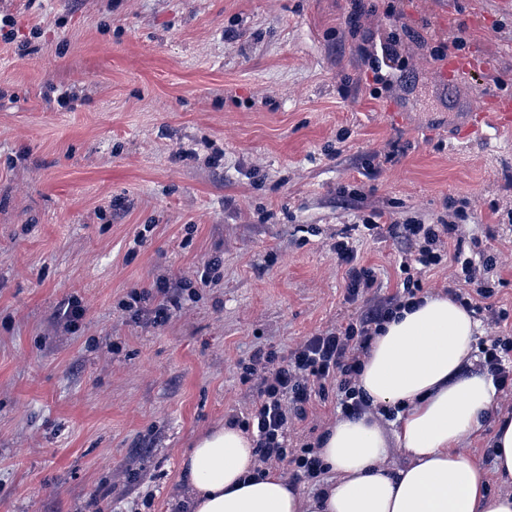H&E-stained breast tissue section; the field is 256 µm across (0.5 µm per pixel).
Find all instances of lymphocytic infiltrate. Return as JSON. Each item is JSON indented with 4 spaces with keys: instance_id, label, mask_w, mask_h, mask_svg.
Wrapping results in <instances>:
<instances>
[{
    "instance_id": "f902f5d3",
    "label": "lymphocytic infiltrate",
    "mask_w": 512,
    "mask_h": 512,
    "mask_svg": "<svg viewBox=\"0 0 512 512\" xmlns=\"http://www.w3.org/2000/svg\"><path fill=\"white\" fill-rule=\"evenodd\" d=\"M399 37L373 51L359 44L356 52L376 83L393 88L398 73L407 66ZM356 203L353 223L330 236V249L345 275V299L354 311L334 326L317 331L287 353L256 350L239 361V381L253 400L246 412L228 415L227 426L242 430L253 442L254 475L289 468L296 478L317 484L323 475L318 457L322 436L333 423L319 413L328 395L337 398L340 418L369 416L378 421L394 418L390 408H376L358 385L375 338L398 313L421 305L426 298L443 295L460 303L490 326H501L512 317L496 307L494 297L503 284L496 252L482 248L469 222V201L450 205L445 218L427 224L404 218L391 205L368 200L359 188H343ZM389 235L403 242L398 261L402 278L395 288L382 287L374 267L362 262L356 239ZM224 260L215 256L204 262L194 279L157 276L152 287L130 291L122 310L134 319L165 326L174 310L195 300L200 289L219 281ZM440 279L424 284L428 273ZM481 367L496 386V414L512 418V334L491 337L478 347ZM308 426L309 437L292 443L298 426Z\"/></svg>"
}]
</instances>
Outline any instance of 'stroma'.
Wrapping results in <instances>:
<instances>
[{"label":"stroma","instance_id":"obj_1","mask_svg":"<svg viewBox=\"0 0 512 512\" xmlns=\"http://www.w3.org/2000/svg\"><path fill=\"white\" fill-rule=\"evenodd\" d=\"M394 3L367 21L376 47L410 33L388 92L349 0H0V512H169L185 452L247 406L238 361L350 315L327 246L352 221L341 187L431 224L470 200L512 254L491 210L512 201V128L455 138L462 103L512 96V0ZM458 37L474 69L444 88L430 50ZM399 250L361 246L385 286ZM214 255L223 278L166 326L119 309ZM83 315L84 309L76 297L63 301L56 312L57 319L69 328L76 326Z\"/></svg>","mask_w":512,"mask_h":512}]
</instances>
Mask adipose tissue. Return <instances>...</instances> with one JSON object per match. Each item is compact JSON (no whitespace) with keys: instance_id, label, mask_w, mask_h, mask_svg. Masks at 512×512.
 Instances as JSON below:
<instances>
[{"instance_id":"adipose-tissue-1","label":"adipose tissue","mask_w":512,"mask_h":512,"mask_svg":"<svg viewBox=\"0 0 512 512\" xmlns=\"http://www.w3.org/2000/svg\"><path fill=\"white\" fill-rule=\"evenodd\" d=\"M478 324L446 297H430L376 337L359 385L373 405L394 407L392 428L343 419L320 456L336 480L301 499L286 476L251 472L254 453L240 430L215 429L185 454L189 512H512V493L491 491L490 474L512 478V419L497 422L492 469L456 451L478 431L495 396L487 374L466 370ZM409 463L390 471V448Z\"/></svg>"}]
</instances>
